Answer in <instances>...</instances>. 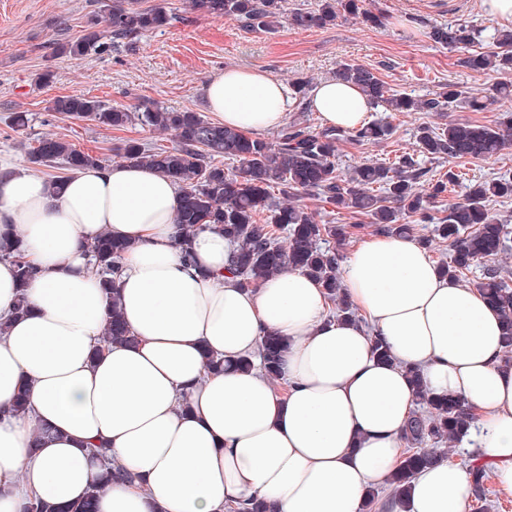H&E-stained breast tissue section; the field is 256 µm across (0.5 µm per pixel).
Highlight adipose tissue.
Here are the masks:
<instances>
[{
  "mask_svg": "<svg viewBox=\"0 0 512 512\" xmlns=\"http://www.w3.org/2000/svg\"><path fill=\"white\" fill-rule=\"evenodd\" d=\"M204 92L225 126L247 133L282 126L291 103L277 77L245 65ZM312 105L323 124L345 130L371 110L357 87L334 80ZM182 196L165 174L129 164L81 169L59 190L0 165V237L20 240L39 270L22 288L14 264L0 261V512H24L34 498L80 504L102 454L120 477L97 512H229L242 501L361 512L405 456L403 430L418 407L407 365L430 392L464 401L476 446L512 496V366L502 362L500 315L481 292L443 278L413 239L369 236L342 266L358 315L344 322L298 269L240 287L221 229L196 233L184 261ZM103 231L129 244L116 303L130 344L103 336L108 301L85 256ZM268 335L287 341L275 384L260 367ZM376 337L394 364L373 354ZM213 357L223 369L210 367ZM471 488L470 469L446 458L385 510L469 512Z\"/></svg>",
  "mask_w": 512,
  "mask_h": 512,
  "instance_id": "adipose-tissue-1",
  "label": "adipose tissue"
}]
</instances>
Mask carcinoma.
Segmentation results:
<instances>
[{"instance_id": "carcinoma-1", "label": "carcinoma", "mask_w": 512, "mask_h": 512, "mask_svg": "<svg viewBox=\"0 0 512 512\" xmlns=\"http://www.w3.org/2000/svg\"><path fill=\"white\" fill-rule=\"evenodd\" d=\"M360 0H324L316 12H296L291 25L310 28L330 24L340 11L361 15L374 25L383 26L387 16L373 14L359 6ZM186 9L213 18H234L248 27L266 32L277 29L282 16V0H186ZM178 16L163 7L141 9L135 0H103L86 20L83 34L73 41L57 42L54 54L79 60L90 51L106 52L135 45L145 32L164 28ZM428 37L449 49L465 48L483 41L482 31L461 23L430 26ZM495 49L466 57L465 64L474 71H512V29L495 30ZM334 78L352 83L370 103L388 112H446L454 107L475 111L486 102L468 95L454 84L430 98L410 94H390L384 82L369 68L350 62L336 67ZM51 111L68 120L89 122L106 129L122 130L140 125L167 133L176 139L171 149H149L137 139H127L116 156L125 162L155 168L183 190L177 223L187 232L210 227L224 229L235 245L229 272L238 283L250 287L277 274L285 265L299 269L318 280L336 306L342 319L356 318L341 293L337 273L338 258L330 241L346 238L343 224H320L308 207L300 203L306 195L317 196L343 209H357L386 234L404 236L411 223L432 224L434 233L448 242L450 261L439 265L441 273L455 281L474 266L495 259L505 247L507 225L487 208L491 197H512V179L495 178L467 186L463 198L448 203V215L435 216L436 203L448 194V188L463 180V173L448 170L429 187H419L427 171L411 157L402 156L392 163H364L341 174L337 144L344 140L362 143L381 141L391 133L389 125L375 122L356 130L325 127L314 129L304 117L280 128L276 142L250 136L222 123L210 122L192 110H177L147 103L131 108L110 106L96 97L82 94L58 97ZM421 152L434 158H490L512 141V115L496 128L471 123H450L442 128L424 126L417 136ZM238 163L235 170L224 171L220 159ZM30 163L53 169L73 171L101 166L103 160L77 149L53 135L35 138L28 153ZM277 188L288 202L276 204L271 190ZM266 214L264 220L259 215ZM128 245L106 233L88 247L106 294L116 289L120 260ZM13 258L17 276L26 284L36 269L22 260L14 244H0V258ZM479 290L502 316L505 361L512 360V288L495 268H487ZM105 336L110 342H124L131 334L117 309H112ZM283 342L276 336L265 338L261 359L272 376L280 367ZM423 410L414 411L404 430L407 452L402 465L391 475V497L399 500L411 490L418 471L441 459L435 452L419 448L428 440L458 442L469 433L473 416L465 405L452 396L432 397L423 389L418 370L406 369ZM97 483L89 490L81 512H94V502L114 478L108 462ZM474 474L473 497L487 498V470L471 466Z\"/></svg>"}]
</instances>
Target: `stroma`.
<instances>
[{"label": "stroma", "instance_id": "stroma-1", "mask_svg": "<svg viewBox=\"0 0 512 512\" xmlns=\"http://www.w3.org/2000/svg\"><path fill=\"white\" fill-rule=\"evenodd\" d=\"M93 2L0 0V158L19 169L49 176L48 168L27 160L34 139L45 134L94 152L109 165L115 164L116 148L127 138L162 149L175 144L171 136L138 126L113 130L61 119L49 110L57 97L85 94L126 107L154 102L205 116L209 113L205 84L225 68L241 64L267 70L286 84L302 79L316 85L332 79L339 63L354 62L372 69L390 92L415 96L433 95L448 83L479 95L489 94L497 84L512 83V72L472 71L462 64L466 50L448 49L426 36L429 25L448 21L490 31L502 27V20L487 14L482 0H363L366 10L389 15V23L375 27L345 14L320 28L284 24L273 32L249 30L234 19L186 11L185 0H138L142 8L165 6L178 15V22L141 36L130 50L92 53L77 61L53 56L54 43L81 35ZM61 18L67 21L63 31L56 26ZM48 67L55 78L44 85L39 77ZM17 112L29 118L28 127L18 131L10 126ZM504 116L500 103L479 112L459 108L442 114L374 108L370 121L388 123L391 137L379 144H341L339 166L347 172L367 161L391 162L407 153L434 175L453 168L473 182L512 177V145L489 159L456 160L430 158L417 144L418 131L425 125L470 122L494 127ZM303 202L319 223L352 225L350 238L337 248L339 258H346L355 243L377 232L368 217L352 210L336 208L315 196L304 197Z\"/></svg>", "mask_w": 512, "mask_h": 512}]
</instances>
